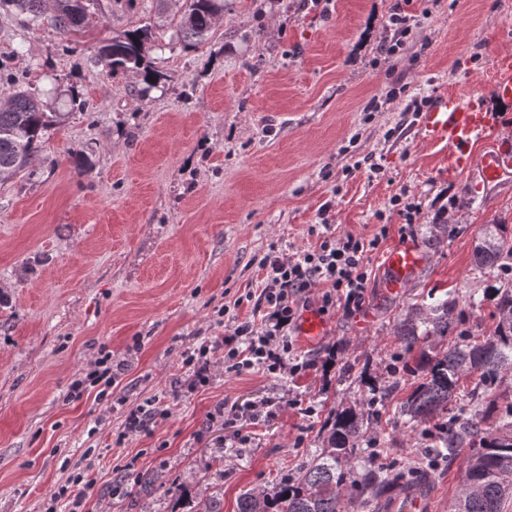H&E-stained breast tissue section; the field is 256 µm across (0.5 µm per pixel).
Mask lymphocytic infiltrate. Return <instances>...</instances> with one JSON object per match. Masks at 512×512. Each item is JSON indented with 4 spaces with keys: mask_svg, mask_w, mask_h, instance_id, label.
Returning a JSON list of instances; mask_svg holds the SVG:
<instances>
[{
    "mask_svg": "<svg viewBox=\"0 0 512 512\" xmlns=\"http://www.w3.org/2000/svg\"><path fill=\"white\" fill-rule=\"evenodd\" d=\"M387 233L383 227L378 235L365 238L328 229L314 247L293 254L270 245L258 261L263 280L253 304L254 317L234 321L229 334L213 337L197 352H185L183 363L191 371L188 390L207 384L210 358L219 353L240 371L256 368L271 372L285 367L290 373L299 372V364H285L284 356L292 349L289 336L313 288L322 290L317 300L320 312L338 310L349 315L359 310L370 277L369 257ZM116 377L112 354L104 352L85 378L71 383L67 397L77 401L92 391L97 398L106 399Z\"/></svg>",
    "mask_w": 512,
    "mask_h": 512,
    "instance_id": "obj_1",
    "label": "lymphocytic infiltrate"
}]
</instances>
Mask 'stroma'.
Segmentation results:
<instances>
[{"label":"stroma","mask_w":512,"mask_h":512,"mask_svg":"<svg viewBox=\"0 0 512 512\" xmlns=\"http://www.w3.org/2000/svg\"><path fill=\"white\" fill-rule=\"evenodd\" d=\"M183 3L90 0L67 49L25 14H0V68L58 115L36 174L0 180V512H45L85 469L96 486L83 512H237L241 493L300 477L332 411L365 405L394 379L369 430L389 447L378 465L410 460L411 481L394 490L427 484L430 512H448L462 458L411 460L436 422H393L421 381L390 373L404 355L396 325L450 291L470 332L488 333L493 280L472 254L484 225L512 230V160L496 183L477 168L449 177L408 106L490 93L492 60L512 47V0H414L429 15L394 57L379 45L395 0H226L196 47L172 38ZM141 27L162 75L145 96L137 75L111 74L96 55L102 40ZM75 152L87 168H75ZM403 190L421 204L417 223L390 208ZM442 205L444 225L433 219ZM325 217L365 237L388 226L369 261V326L326 314L319 340H292L293 358L309 364L301 374L219 361L205 386L174 395L184 351L224 334L218 309L251 316L252 304L234 301L259 288L256 257L273 242L288 253L315 245L308 230ZM407 234L429 261L388 296L382 259ZM104 346L120 366L111 400L69 401ZM219 403L232 415L214 417ZM147 404L166 417L123 436L126 406Z\"/></svg>","instance_id":"35a3bbf8"}]
</instances>
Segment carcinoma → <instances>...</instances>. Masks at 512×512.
I'll return each instance as SVG.
<instances>
[{
	"instance_id": "carcinoma-1",
	"label": "carcinoma",
	"mask_w": 512,
	"mask_h": 512,
	"mask_svg": "<svg viewBox=\"0 0 512 512\" xmlns=\"http://www.w3.org/2000/svg\"><path fill=\"white\" fill-rule=\"evenodd\" d=\"M85 0H0V12H22L34 26L44 23L45 11L52 12L54 33L66 36L85 19ZM188 6L176 30L187 45L204 42L215 19L224 14V0H187ZM147 28H136L99 48L101 62L113 73L132 71L141 77L143 92L156 87L159 72L145 55L150 40ZM0 177L34 175L38 152L51 119L43 102L20 83L17 76L0 74ZM505 226L483 229V240L473 251V264L492 276L495 311L492 330L479 339L470 337L455 299L439 298L426 306L425 313L406 317L397 330V340L406 353L419 350L415 370L422 382L400 406L398 421L403 425L444 418L437 436L436 455L452 456L467 450L463 478L472 489L457 494L452 512H503L512 498V402L504 405L489 398L488 390L512 372V237ZM448 336L463 340L438 354L432 342ZM475 377L466 390L460 380ZM498 426L485 428L490 415ZM374 415L364 408L336 409L326 435L327 446L309 464L301 477L271 493L247 491L240 495L238 512H346L342 489L349 501L367 503L386 493L392 478L362 455Z\"/></svg>"
}]
</instances>
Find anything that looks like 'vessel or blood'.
Listing matches in <instances>:
<instances>
[{
    "instance_id": "1",
    "label": "vessel or blood",
    "mask_w": 512,
    "mask_h": 512,
    "mask_svg": "<svg viewBox=\"0 0 512 512\" xmlns=\"http://www.w3.org/2000/svg\"><path fill=\"white\" fill-rule=\"evenodd\" d=\"M511 123L512 49L506 48L494 59L491 96L475 92L457 100L437 98L420 115V134L426 144L447 153L449 177L463 175L476 166L486 179L493 180L505 160L512 158V140L499 135ZM489 134L497 138L495 149L474 154V142ZM426 262L427 255L417 239L408 235L399 239L385 255V288L398 291Z\"/></svg>"
}]
</instances>
